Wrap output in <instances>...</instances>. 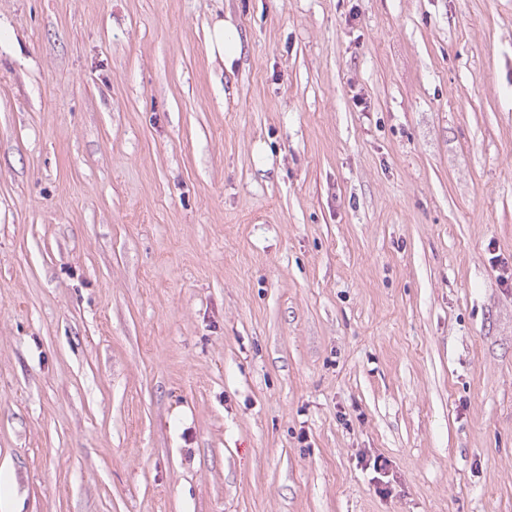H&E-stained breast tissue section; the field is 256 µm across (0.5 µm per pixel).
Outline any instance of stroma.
<instances>
[{
	"instance_id": "1",
	"label": "stroma",
	"mask_w": 512,
	"mask_h": 512,
	"mask_svg": "<svg viewBox=\"0 0 512 512\" xmlns=\"http://www.w3.org/2000/svg\"><path fill=\"white\" fill-rule=\"evenodd\" d=\"M0 512H512V0H0ZM206 47L211 58L232 61L239 54L240 39L223 18H216L206 27Z\"/></svg>"
}]
</instances>
